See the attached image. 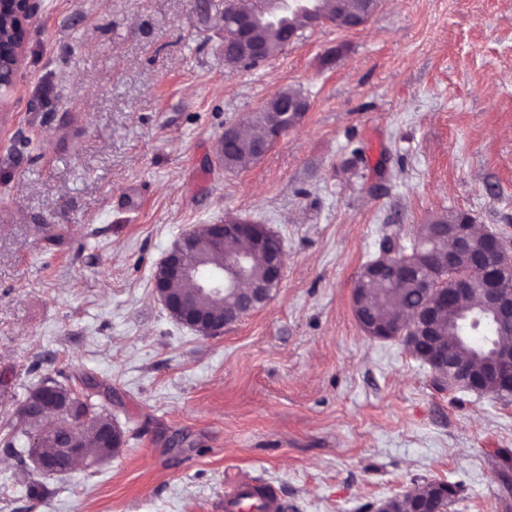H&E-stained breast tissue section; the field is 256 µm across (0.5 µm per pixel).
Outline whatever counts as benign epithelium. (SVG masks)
<instances>
[{"instance_id": "obj_1", "label": "benign epithelium", "mask_w": 512, "mask_h": 512, "mask_svg": "<svg viewBox=\"0 0 512 512\" xmlns=\"http://www.w3.org/2000/svg\"><path fill=\"white\" fill-rule=\"evenodd\" d=\"M42 9L44 0H0V27L4 25L11 32L10 37L0 40V107L10 99L17 84L20 61L27 44L24 20ZM292 13L307 14L308 28L326 23L322 16L313 13L305 0H279L277 8L263 12V16L275 26H286V19ZM257 16L258 12L250 9L241 10L232 17L224 16V26L235 29L237 52L245 60L262 59L267 55L265 43L254 28ZM293 109L304 111L306 104L284 97L279 101L278 109L270 107L261 113L265 136L254 145L257 157H262L284 132L277 112ZM205 229L211 249L222 257L220 266L204 277L196 275L197 266L192 258L199 231L188 230L172 243L158 263L159 274L154 276L153 288L173 320L197 333L213 336L224 331L223 313L197 308L185 293L173 291L171 282L182 280L190 291L222 300L231 291L240 293L248 288L247 259L264 252L267 256L266 284L276 288L283 275L284 251L281 247L266 250L267 238L255 234L248 224L224 221L208 224ZM435 232L437 237L448 242V259H465L460 271L448 274L449 287L440 286L443 276L430 269L428 257L423 255L419 263L429 271V303L418 310L400 307L393 320L379 323L371 321L358 305L354 306V314L365 333L376 339L395 337L410 351L415 348L416 341L426 342L421 357L434 376L440 378L448 371V350L436 345L433 321L442 312L473 299L479 303V308L492 312L495 325L512 323V253L503 238L494 233L476 232L474 222L465 215L453 224L437 225ZM407 275L408 268L396 258V248L389 245L368 266V277L373 280H400ZM484 375L493 378L497 386L508 387V393L512 395V351L493 347ZM39 397L38 412L55 410L56 391L52 386L40 387ZM85 457L86 449L69 445L57 456H35V468L54 475L71 470L77 460ZM377 512H441V509L417 504L413 492L409 491L382 502Z\"/></svg>"}]
</instances>
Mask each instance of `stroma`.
<instances>
[{
    "label": "stroma",
    "instance_id": "obj_1",
    "mask_svg": "<svg viewBox=\"0 0 512 512\" xmlns=\"http://www.w3.org/2000/svg\"><path fill=\"white\" fill-rule=\"evenodd\" d=\"M0 111V512H216L242 473L281 512H375L451 482L512 512V399L441 389L367 336L383 237L463 212L512 240V0H381L224 65V0H46ZM301 122L246 169L225 129L280 91ZM228 217L284 242L278 288L204 337L155 297L175 239ZM112 399V459L50 477L3 439L43 380ZM242 137L240 131L237 128H229L224 131V136L220 141V147L218 149L219 160L224 159V168L231 170H242L247 168L252 162V149L251 140L244 139L234 145L231 154L226 155L224 158V152L231 149L236 139L240 140Z\"/></svg>",
    "mask_w": 512,
    "mask_h": 512
}]
</instances>
